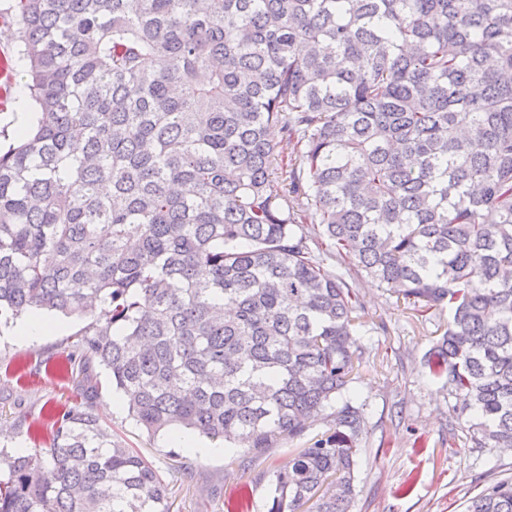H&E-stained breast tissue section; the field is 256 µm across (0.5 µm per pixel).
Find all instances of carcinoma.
<instances>
[{
    "label": "carcinoma",
    "instance_id": "obj_1",
    "mask_svg": "<svg viewBox=\"0 0 512 512\" xmlns=\"http://www.w3.org/2000/svg\"><path fill=\"white\" fill-rule=\"evenodd\" d=\"M17 30L38 118L0 148V320L95 319L51 446L0 453V512H170L97 366L147 431L244 461L324 415L267 512H351L363 306L330 259L448 308L425 366L466 444L512 448V0H18Z\"/></svg>",
    "mask_w": 512,
    "mask_h": 512
}]
</instances>
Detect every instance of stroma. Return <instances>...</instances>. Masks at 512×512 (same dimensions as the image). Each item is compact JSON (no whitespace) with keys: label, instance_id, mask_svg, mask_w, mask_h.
Returning <instances> with one entry per match:
<instances>
[{"label":"stroma","instance_id":"stroma-1","mask_svg":"<svg viewBox=\"0 0 512 512\" xmlns=\"http://www.w3.org/2000/svg\"><path fill=\"white\" fill-rule=\"evenodd\" d=\"M14 0H0V143L19 135L18 114H34L27 88L28 63L15 39ZM365 354L354 384L367 403L369 433L355 471L353 512H465L486 484L512 479V452L464 446L458 420L441 379L424 359L442 334L447 313L417 321L407 302L377 283L362 280ZM87 318L70 317L60 332L19 344L0 328V450L16 454L48 447L49 410L69 406L75 384L64 370ZM100 395L94 412L114 438L134 448L169 485L171 512H267L269 476L293 458L297 443L272 449L255 466L238 465L236 450L208 454L211 440L198 437L204 454L176 442L174 433H148L114 394L97 369Z\"/></svg>","mask_w":512,"mask_h":512}]
</instances>
